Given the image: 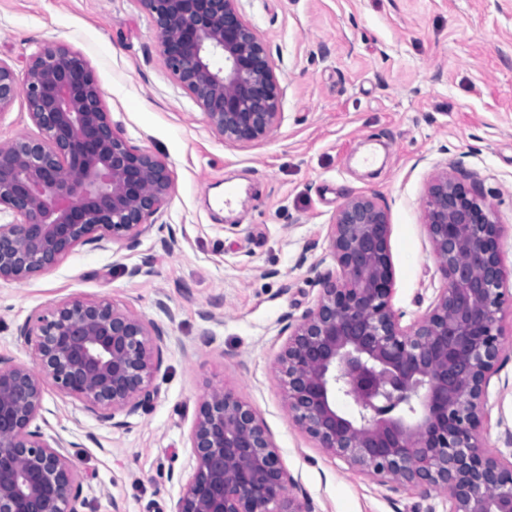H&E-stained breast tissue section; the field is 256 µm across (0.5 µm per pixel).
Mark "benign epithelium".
I'll return each instance as SVG.
<instances>
[{"label":"benign epithelium","instance_id":"7a95c632","mask_svg":"<svg viewBox=\"0 0 512 512\" xmlns=\"http://www.w3.org/2000/svg\"><path fill=\"white\" fill-rule=\"evenodd\" d=\"M176 84L228 144L268 137L281 89L266 41L239 0H137ZM23 98L39 136L0 143V280L21 282L75 247L135 243L166 204L165 161L117 129L84 56L59 41L30 55L23 75L0 60V115ZM445 288L403 327L390 305L393 269L385 208L373 196L336 211L330 248L339 276L318 273L315 307L286 317L280 356L288 415L325 453L383 486L448 493L449 512H512V459L483 446L485 389L505 334L499 225L443 171L424 199ZM149 331L116 303L51 305L20 337L38 371L106 420L151 399L162 363ZM354 400L355 416L336 407ZM35 372L0 361V512H79V474L62 443L35 424ZM192 473L172 512H314L257 412L212 389L189 435Z\"/></svg>","mask_w":512,"mask_h":512}]
</instances>
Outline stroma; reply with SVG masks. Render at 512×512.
<instances>
[{
	"label": "stroma",
	"instance_id": "stroma-1",
	"mask_svg": "<svg viewBox=\"0 0 512 512\" xmlns=\"http://www.w3.org/2000/svg\"><path fill=\"white\" fill-rule=\"evenodd\" d=\"M282 90L267 138L227 144L178 89L137 0H0V60L23 71L37 45L68 44L92 67L130 145L163 159L173 188L131 246H77L23 282L0 281V360L34 368L20 327L50 305L107 299L164 334L153 397L122 424L43 378L37 419L64 441L81 512H172L188 479L189 434L211 388L250 404L314 512H448L446 494L392 491L347 469L288 416L278 356L287 315L317 302L310 266L337 272L338 208L377 197L390 224L391 305L420 320L444 281L423 201L448 171L482 195L512 290V0H241ZM243 185L238 209L213 205ZM143 273L130 277L131 268ZM485 392V446L512 456V312Z\"/></svg>",
	"mask_w": 512,
	"mask_h": 512
}]
</instances>
